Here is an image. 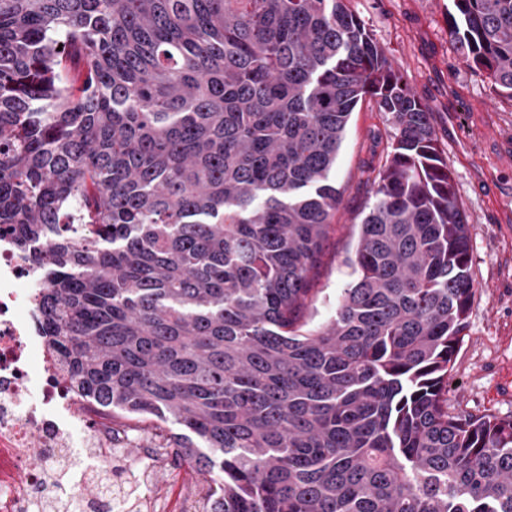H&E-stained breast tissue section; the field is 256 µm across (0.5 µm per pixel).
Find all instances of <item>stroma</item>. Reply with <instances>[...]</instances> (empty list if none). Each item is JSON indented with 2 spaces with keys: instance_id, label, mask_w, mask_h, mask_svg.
Instances as JSON below:
<instances>
[{
  "instance_id": "1",
  "label": "stroma",
  "mask_w": 512,
  "mask_h": 512,
  "mask_svg": "<svg viewBox=\"0 0 512 512\" xmlns=\"http://www.w3.org/2000/svg\"><path fill=\"white\" fill-rule=\"evenodd\" d=\"M452 0H347L411 92L427 106L437 146L454 178L469 224L471 273L477 290L467 315L452 377L448 411L512 419V100L495 95L471 71L448 38ZM394 131L369 103L352 112L330 174L342 201L312 276L313 303L304 313L313 330L334 312L336 297L354 278L360 222ZM124 460L147 473L145 491L162 512H194L207 483L188 465L174 467L154 453L151 423L118 420Z\"/></svg>"
}]
</instances>
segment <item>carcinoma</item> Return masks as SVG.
I'll return each instance as SVG.
<instances>
[{
	"mask_svg": "<svg viewBox=\"0 0 512 512\" xmlns=\"http://www.w3.org/2000/svg\"><path fill=\"white\" fill-rule=\"evenodd\" d=\"M448 36L512 100V0ZM373 99L357 278L302 331ZM70 389L155 423L198 512H512V420L448 413L475 292L427 107L344 0H0V231Z\"/></svg>",
	"mask_w": 512,
	"mask_h": 512,
	"instance_id": "cac0c4a2",
	"label": "carcinoma"
}]
</instances>
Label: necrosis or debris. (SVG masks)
I'll return each instance as SVG.
<instances>
[{
  "mask_svg": "<svg viewBox=\"0 0 512 512\" xmlns=\"http://www.w3.org/2000/svg\"><path fill=\"white\" fill-rule=\"evenodd\" d=\"M44 288L9 236L0 237V512H63L64 502L49 495L48 472L67 465L74 427L84 429L82 447L112 445L111 418L70 391L34 328Z\"/></svg>",
  "mask_w": 512,
  "mask_h": 512,
  "instance_id": "1",
  "label": "necrosis or debris"
}]
</instances>
